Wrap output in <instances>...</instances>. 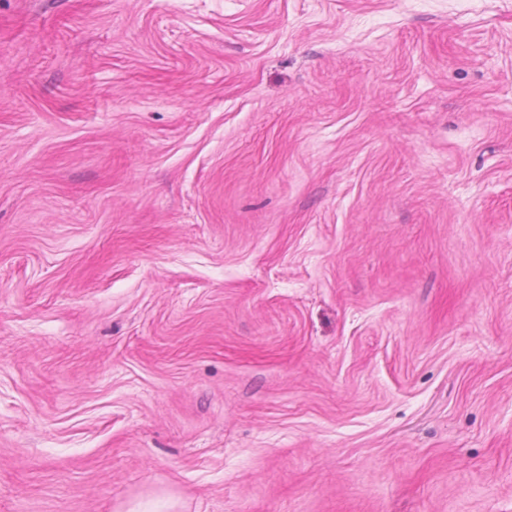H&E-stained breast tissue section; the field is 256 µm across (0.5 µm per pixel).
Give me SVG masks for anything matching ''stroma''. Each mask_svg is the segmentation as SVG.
<instances>
[{"mask_svg":"<svg viewBox=\"0 0 512 512\" xmlns=\"http://www.w3.org/2000/svg\"><path fill=\"white\" fill-rule=\"evenodd\" d=\"M512 512V0H0V512Z\"/></svg>","mask_w":512,"mask_h":512,"instance_id":"1","label":"stroma"}]
</instances>
